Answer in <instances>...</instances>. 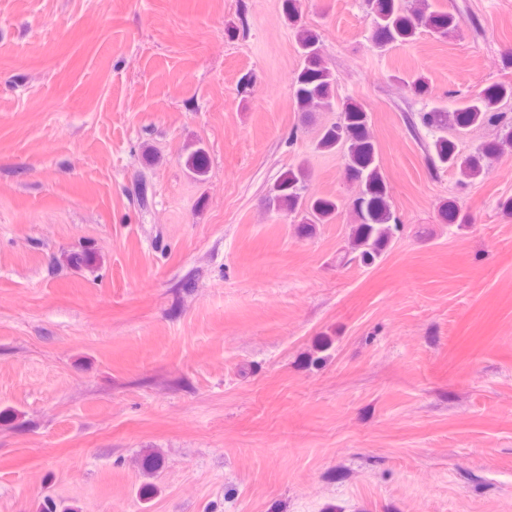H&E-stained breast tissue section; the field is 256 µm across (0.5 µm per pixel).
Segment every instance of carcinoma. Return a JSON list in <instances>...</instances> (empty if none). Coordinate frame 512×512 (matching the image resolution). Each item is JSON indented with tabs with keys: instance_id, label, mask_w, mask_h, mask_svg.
I'll return each instance as SVG.
<instances>
[{
	"instance_id": "carcinoma-1",
	"label": "carcinoma",
	"mask_w": 512,
	"mask_h": 512,
	"mask_svg": "<svg viewBox=\"0 0 512 512\" xmlns=\"http://www.w3.org/2000/svg\"><path fill=\"white\" fill-rule=\"evenodd\" d=\"M365 3L372 18L371 40L379 48L413 41L424 29L441 39L460 29L461 21L454 14L431 11L427 5L412 8L406 5V0H365ZM283 11L289 24L295 27L299 67L292 82V93L297 110L335 109L338 112L336 121L321 129L317 146L343 154L346 176L357 188L349 203L355 216L349 241L352 260L363 266H374L385 256L402 224L389 202L368 113L363 106L348 99L338 102L336 75L324 62L319 35L300 24L302 0H283ZM508 100H512V83L498 82L471 95L463 107L452 112L435 107L421 113L420 122L433 137L429 153L431 166L457 170L471 181L484 176L485 158L506 146L512 147V118L499 111ZM485 125L500 127V135L473 153H461L455 143L448 140L450 126L464 131ZM184 165L198 177L206 175L209 168L206 151L202 148L191 151ZM307 180L304 166L289 167L270 184L264 198L267 209L297 219L305 235L312 233L316 225L328 223L343 207L334 196L307 195ZM439 215L446 224L469 223L468 216L453 204L443 206Z\"/></svg>"
}]
</instances>
